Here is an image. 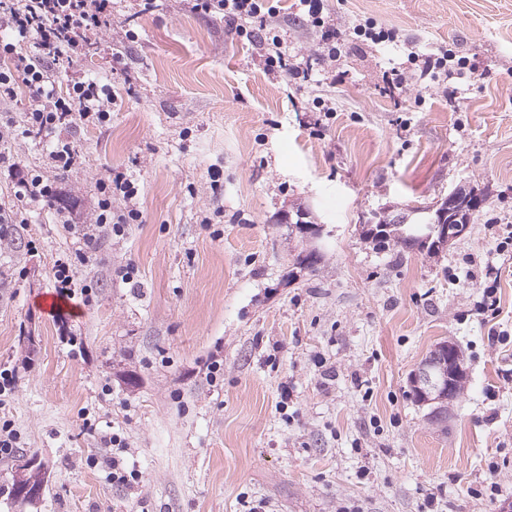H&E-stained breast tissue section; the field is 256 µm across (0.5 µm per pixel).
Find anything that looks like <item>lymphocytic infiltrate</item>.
<instances>
[{
    "label": "lymphocytic infiltrate",
    "mask_w": 512,
    "mask_h": 512,
    "mask_svg": "<svg viewBox=\"0 0 512 512\" xmlns=\"http://www.w3.org/2000/svg\"><path fill=\"white\" fill-rule=\"evenodd\" d=\"M0 28L8 38L0 39V106L12 101L18 85H25L34 106L27 114V133L55 139L49 158L61 170L71 169L79 159L73 142L61 138L62 130L91 120H101L109 112L112 98L106 86L94 80L75 82L68 94H59L51 65L59 59L74 61L86 48L112 28V0H0ZM15 159L0 154V173L14 174V196L21 207L0 210V241L16 238L24 224V207L48 201L56 189L40 172L17 175ZM130 199V184L122 173L100 185L98 214L94 223L74 224L78 249L76 258L94 263L105 237L122 235L126 225L143 221L142 212L128 207L122 214L112 212L113 196Z\"/></svg>",
    "instance_id": "obj_1"
}]
</instances>
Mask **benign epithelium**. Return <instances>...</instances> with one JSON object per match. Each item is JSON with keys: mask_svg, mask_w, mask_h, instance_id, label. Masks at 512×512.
<instances>
[{"mask_svg": "<svg viewBox=\"0 0 512 512\" xmlns=\"http://www.w3.org/2000/svg\"><path fill=\"white\" fill-rule=\"evenodd\" d=\"M480 201V194L472 188H459L450 192L448 197L427 208L433 214L429 232L412 239L409 245L417 250L430 245L436 250L447 247L466 233L471 213ZM413 213V209L390 206L381 213L362 217L360 224L367 236L372 237L377 234V230L382 229L384 233L381 237L391 240L393 235L387 234V231L394 224L401 226L408 223ZM306 216V212L298 211L293 217L283 216L282 221L288 223L293 235L306 239L317 231L315 225L305 221ZM465 378L463 358L451 340L436 345L413 375L414 386L421 401L436 404L440 410L447 409L457 398L459 391L456 386L464 383ZM47 475L48 465L39 459L19 462L14 473L17 501H38Z\"/></svg>", "mask_w": 512, "mask_h": 512, "instance_id": "obj_1", "label": "benign epithelium"}]
</instances>
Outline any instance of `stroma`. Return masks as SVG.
Instances as JSON below:
<instances>
[{"instance_id":"1","label":"stroma","mask_w":512,"mask_h":512,"mask_svg":"<svg viewBox=\"0 0 512 512\" xmlns=\"http://www.w3.org/2000/svg\"><path fill=\"white\" fill-rule=\"evenodd\" d=\"M251 36L190 0H112L114 25L59 92L107 84L104 122L68 133L80 160L33 205L32 252L0 251V417L49 466L39 503L0 512H496L512 499V0H299ZM336 32V60L314 51ZM291 73L268 70L274 45ZM446 50L469 70L421 74ZM25 87L0 153L49 172L52 140L23 136ZM124 173L145 217L74 262L90 298L56 300L54 265L92 223L99 183ZM459 186L484 201L430 255L366 239L363 215L431 206ZM307 211L318 263L280 218ZM496 316L482 313L487 263ZM466 382L430 424L411 376L435 344ZM219 362L216 380L208 366ZM118 434L138 484L94 459Z\"/></svg>"}]
</instances>
